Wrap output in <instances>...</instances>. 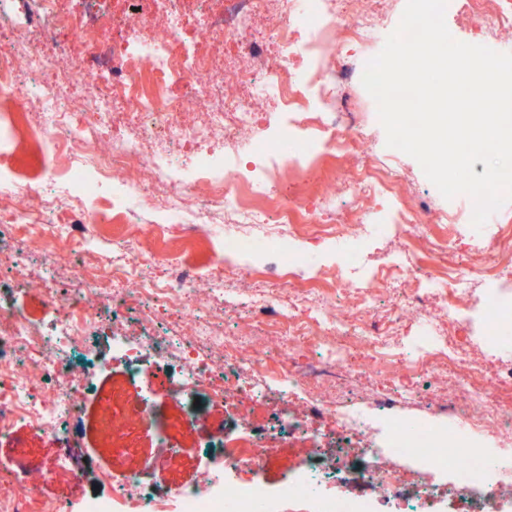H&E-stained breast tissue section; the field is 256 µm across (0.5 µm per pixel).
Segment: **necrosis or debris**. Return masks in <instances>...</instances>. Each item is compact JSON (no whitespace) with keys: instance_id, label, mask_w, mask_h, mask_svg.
I'll use <instances>...</instances> for the list:
<instances>
[{"instance_id":"necrosis-or-debris-1","label":"necrosis or debris","mask_w":512,"mask_h":512,"mask_svg":"<svg viewBox=\"0 0 512 512\" xmlns=\"http://www.w3.org/2000/svg\"><path fill=\"white\" fill-rule=\"evenodd\" d=\"M453 13L479 30L512 41V0H448ZM380 0H0V157L17 144L16 116L48 147L43 176L17 182L0 196V238L13 243L16 287H30L29 248L38 244L53 271H65L69 288L43 286L59 327L47 331L22 310L0 319V438L18 422L54 436L62 450L73 444L67 427L80 413V396L95 364H78L72 350L109 332L143 405L164 397L185 405L186 422L198 425L192 405L199 393L216 401L235 396L279 406L274 435L293 440L305 456L300 472L277 492L259 477L267 435L254 433L248 415L237 414L232 441L207 439V467L198 482L160 493L144 475L104 472L112 493L92 498L81 512H267L272 498L308 502L313 512H372L379 499L408 495L436 512L447 502L468 500L477 512L512 505V462L492 447L512 441V363L488 375L482 357L459 340L430 337L408 351L395 325L405 319L442 320L465 329L471 278L498 276L512 268V227L489 239L477 265L446 264L444 286L433 293L417 266L402 278L389 265L359 281L357 267L343 264L331 289L302 290L306 319L280 304L278 294L240 298L234 281L245 271L225 265L228 255H250L267 242L288 255L293 241L362 240L366 225L320 219L305 199L278 205L275 227L247 205L242 188L267 192L289 168L315 155L352 162L330 184L364 211L382 207L393 232L408 233L431 253L447 254L451 238L429 234L452 223L445 211L404 205L401 173L369 162V144L355 113L339 112L334 100L356 72L349 55L367 40ZM292 122L277 137L261 132L269 101ZM68 160L58 173L57 156ZM189 160L191 179L169 168L172 157ZM124 184L113 209L132 197L155 213L156 224L137 226L129 240L109 243L91 236L98 221L88 200L114 181ZM177 216L184 237L211 224L235 225L215 253L223 276L145 251L143 238L166 233L161 218ZM73 260L61 266L62 253ZM396 293L392 323L378 320L381 298ZM164 299L182 329L156 331L154 299ZM248 327L263 324L276 351L249 336L224 333L228 307ZM375 353L389 372L385 391L365 388L376 416L345 409L326 392L330 371L350 373L352 348ZM177 362L172 376L151 381L148 354ZM431 380L436 421L416 436L393 414L420 400L417 379ZM452 442V459L436 449ZM335 449V468L317 462ZM363 457L352 468L349 455ZM367 494L345 495L348 483Z\"/></svg>"}]
</instances>
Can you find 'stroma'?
I'll return each instance as SVG.
<instances>
[{
    "mask_svg": "<svg viewBox=\"0 0 512 512\" xmlns=\"http://www.w3.org/2000/svg\"><path fill=\"white\" fill-rule=\"evenodd\" d=\"M345 94L356 112L364 132L372 141L380 162L400 168L406 177L405 195L410 201H426L432 209H451L455 218L457 242L455 250L468 255L486 239L493 236L503 225H512V201L507 202L487 221L482 229H474L467 215L464 201L448 203L436 187L426 178L420 163L413 157L386 144V131L378 116L377 105L360 81H353ZM330 170L325 158H317L310 170H292L276 184V197L256 195L252 206L260 211L272 212L278 199L293 195L319 196L326 191L324 178ZM224 233L220 224L211 225L208 234L195 241H185L177 229H170L165 243L166 251L184 262L209 267L213 247ZM374 239L360 244L345 243L343 249L357 264L371 267L387 259H404L406 253L417 251V244L406 238L386 234L382 226H375ZM9 243H0V306L18 308L27 312L31 319L46 327H53L55 315L50 310L47 297L39 291L18 293L14 290L13 269L8 260ZM236 266L255 268L253 277L239 283L241 295L271 290L279 280L280 260L269 254L258 258H239ZM137 388L128 379L124 363L116 358L98 373L93 386L82 397V412L71 420L69 429L74 438L72 454L63 456L56 440L25 423L17 424L11 436L0 439V485L24 483L31 479L33 470H50L54 476L41 484V499L51 507L66 504L78 508L80 503L94 496L111 493L102 484L100 474L137 473L145 470L146 461L159 456L156 439L170 435L179 454L171 464L148 471L150 478L161 491L168 492L182 485L198 481L201 434L217 437L232 434V412L224 404L201 396L198 414L204 420L200 429L185 425L179 403L160 399L145 413H129L128 407L135 400ZM111 400L112 414L126 423L125 437H111L101 424V404ZM303 455L293 443L276 441L265 452L260 478L272 490L278 489L302 465Z\"/></svg>",
    "mask_w": 512,
    "mask_h": 512,
    "instance_id": "35a3bbf8",
    "label": "stroma"
}]
</instances>
